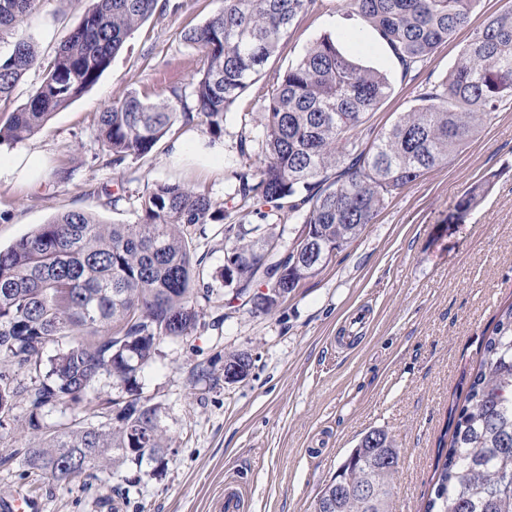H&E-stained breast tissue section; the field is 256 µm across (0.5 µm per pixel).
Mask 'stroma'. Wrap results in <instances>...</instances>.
Here are the masks:
<instances>
[{
  "mask_svg": "<svg viewBox=\"0 0 512 512\" xmlns=\"http://www.w3.org/2000/svg\"><path fill=\"white\" fill-rule=\"evenodd\" d=\"M127 39L109 69L82 97L55 113L18 147L40 153L34 184L0 181V248L69 210L107 224H134L148 186L177 180L207 193L215 207L233 194L239 172L263 159L261 106L279 73L324 35L362 64L386 72L392 96L370 123L388 127L428 83L454 64L457 42L442 45L423 71L406 78L346 0H323L300 16L257 83L231 107L220 159L197 158L211 137L199 122H176L146 157L119 167L99 156L96 118L114 98L136 90L147 101L171 87L191 94L201 55L182 30L203 25L224 0H175ZM91 0H39L14 36L32 38L41 56L81 23ZM0 41L10 50L13 38ZM192 158H171L173 140ZM248 155H241L240 144ZM489 183L485 200L466 214L465 190ZM261 225L278 235L287 212L263 206L231 213L196 229L202 257L199 300L204 323L184 341L162 344L137 374L138 390L159 405L168 438L163 462L143 457L99 479L58 485L36 480L18 451L40 446L27 427L29 377L19 375L14 421L0 434V502L24 493L33 512H219L226 481L241 495L240 512H313L317 494L367 432L396 439L402 462L396 512H423L435 480L437 445L463 405L480 348L501 309L512 304V105L502 107L447 165L428 170L396 194L374 223L275 311L262 314L231 300L219 272L225 224ZM250 354L248 376L224 381V356Z\"/></svg>",
  "mask_w": 512,
  "mask_h": 512,
  "instance_id": "35a3bbf8",
  "label": "stroma"
}]
</instances>
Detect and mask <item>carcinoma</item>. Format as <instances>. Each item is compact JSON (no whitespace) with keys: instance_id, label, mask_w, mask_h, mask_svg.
Wrapping results in <instances>:
<instances>
[{"instance_id":"cac0c4a2","label":"carcinoma","mask_w":512,"mask_h":512,"mask_svg":"<svg viewBox=\"0 0 512 512\" xmlns=\"http://www.w3.org/2000/svg\"><path fill=\"white\" fill-rule=\"evenodd\" d=\"M482 0H349L390 48L402 76L426 63L458 31L469 26ZM37 0H0V40ZM318 0H224L204 25L184 32L201 52L192 76L195 112L178 111L181 95L155 102L130 91L112 101L97 121L100 151L109 164L143 158L178 120L198 115L218 137L236 100L259 77L295 20ZM158 0H92L80 26L57 47L42 81L25 105L0 125V145L27 139L54 113L93 87L127 38L155 14ZM35 43L18 37L0 54V100L37 63ZM387 73L360 64L332 36L312 42L279 77L261 116L265 159L255 171L237 174L229 203L240 210L269 205L301 214L286 244L273 237L254 263L239 266L235 297L263 298L273 273L288 270V291L312 277L357 238L393 194L425 171L445 165L504 103H512V7L487 16L461 46L446 77L419 93L394 122L379 132L366 128L370 115L391 95ZM478 186L461 196L464 214L484 200ZM136 224H104L71 210L40 225L12 246L0 248V429L10 426L17 376H29L28 425L43 447L23 454L34 474L57 484L98 474L122 461H140L131 432L149 434L143 445L163 463L168 439L158 406L129 389L130 399L107 401L118 426L80 419L50 427L54 409L98 406L96 384L107 373L126 384L168 341L197 329L195 283L201 261L190 250L191 231L224 219V209L180 181L152 184L142 196ZM260 227L224 225L229 250L253 253ZM59 346L43 359L46 348ZM465 403L453 421L451 440L441 437L443 459L425 512H512V305L503 310L480 350ZM399 453L387 432L366 433L318 493L314 512H393L397 470L386 459ZM365 484L366 496L350 495Z\"/></svg>"}]
</instances>
